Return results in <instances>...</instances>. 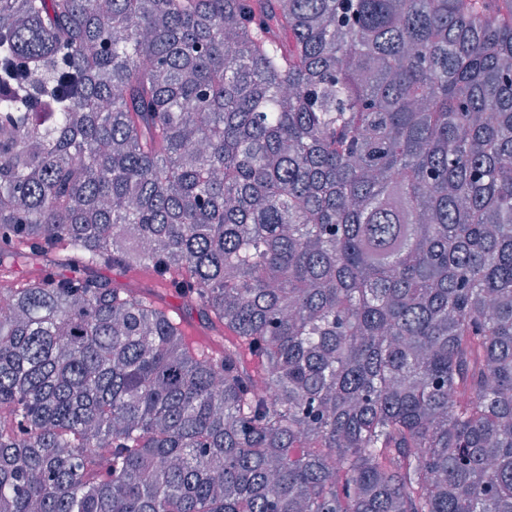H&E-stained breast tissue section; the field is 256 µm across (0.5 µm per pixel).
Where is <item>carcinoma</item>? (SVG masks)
Instances as JSON below:
<instances>
[{"label": "carcinoma", "mask_w": 512, "mask_h": 512, "mask_svg": "<svg viewBox=\"0 0 512 512\" xmlns=\"http://www.w3.org/2000/svg\"><path fill=\"white\" fill-rule=\"evenodd\" d=\"M0 87V512H512V0H0ZM103 273L111 277L112 280L122 284H128L137 288H154L159 290L162 294L163 301L170 310L171 315L176 317L177 314H182L185 318V321L189 324V327L198 333V336L201 337L202 341H205L206 336L208 335L206 330L201 326L196 313L190 312L188 307L183 303L181 299L171 295L167 290H165V288H159L153 278L147 272L142 271L141 276L138 278L132 277L130 274H126L121 270L109 269L104 270Z\"/></svg>", "instance_id": "carcinoma-1"}]
</instances>
